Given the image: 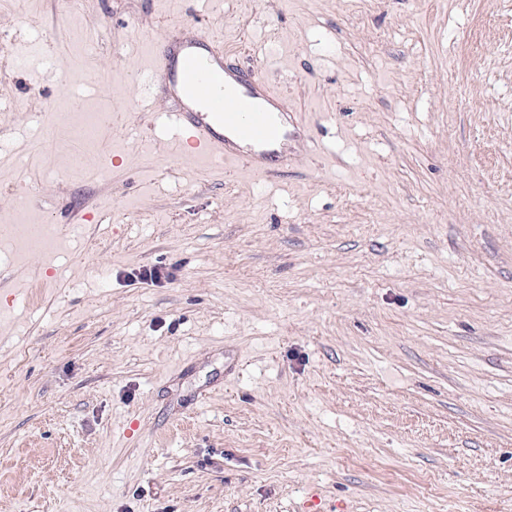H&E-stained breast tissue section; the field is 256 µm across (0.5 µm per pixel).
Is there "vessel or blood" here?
I'll use <instances>...</instances> for the list:
<instances>
[{
    "label": "vessel or blood",
    "instance_id": "b4317fda",
    "mask_svg": "<svg viewBox=\"0 0 512 512\" xmlns=\"http://www.w3.org/2000/svg\"><path fill=\"white\" fill-rule=\"evenodd\" d=\"M145 68L176 111L187 156L252 176L273 174L292 161L288 143L305 123L255 69L213 50L208 35L174 33Z\"/></svg>",
    "mask_w": 512,
    "mask_h": 512
}]
</instances>
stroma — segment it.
Wrapping results in <instances>:
<instances>
[{
	"label": "stroma",
	"mask_w": 512,
	"mask_h": 512,
	"mask_svg": "<svg viewBox=\"0 0 512 512\" xmlns=\"http://www.w3.org/2000/svg\"><path fill=\"white\" fill-rule=\"evenodd\" d=\"M177 27L311 151L181 154ZM0 42V225L66 227L0 235V512H512V0H0Z\"/></svg>",
	"instance_id": "35a3bbf8"
}]
</instances>
